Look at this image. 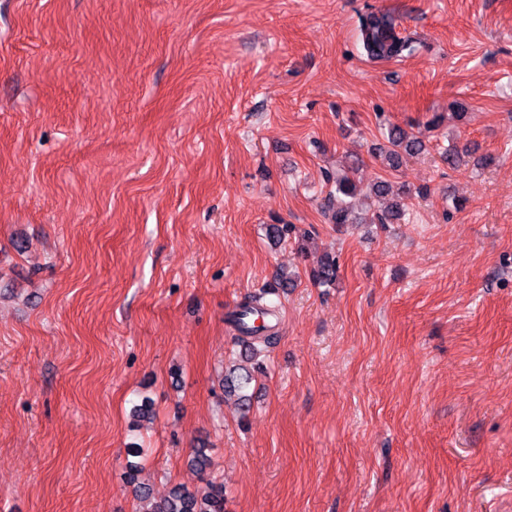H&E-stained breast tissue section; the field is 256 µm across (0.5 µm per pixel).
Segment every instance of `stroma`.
Wrapping results in <instances>:
<instances>
[{"label": "stroma", "instance_id": "stroma-1", "mask_svg": "<svg viewBox=\"0 0 512 512\" xmlns=\"http://www.w3.org/2000/svg\"><path fill=\"white\" fill-rule=\"evenodd\" d=\"M348 171L428 195L336 225ZM272 283L245 414L227 317ZM136 445L155 500L512 512V0H0V512H146ZM360 39L371 58L391 59L412 50L411 43L395 32V19L389 12H373L361 19ZM388 140L393 147L389 156L392 161L398 160L402 154L416 153L423 147L422 140L418 135L413 132L406 133L397 126L389 128ZM153 512H224V486L211 483L200 493L184 486L175 487L168 498L155 505Z\"/></svg>", "mask_w": 512, "mask_h": 512}]
</instances>
